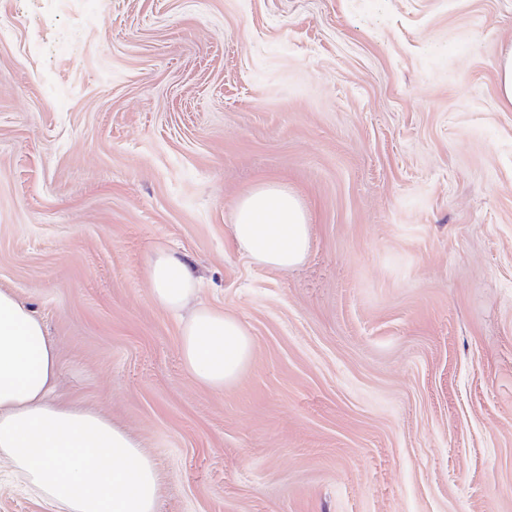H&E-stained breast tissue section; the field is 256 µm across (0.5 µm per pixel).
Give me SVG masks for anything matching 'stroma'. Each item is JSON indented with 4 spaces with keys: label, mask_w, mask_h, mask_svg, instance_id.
Returning <instances> with one entry per match:
<instances>
[{
    "label": "stroma",
    "mask_w": 512,
    "mask_h": 512,
    "mask_svg": "<svg viewBox=\"0 0 512 512\" xmlns=\"http://www.w3.org/2000/svg\"><path fill=\"white\" fill-rule=\"evenodd\" d=\"M0 286L158 512H512V0H0ZM274 180L304 261L230 226ZM254 353L199 386L157 247ZM497 71L500 97L505 104L512 106V48L500 56ZM298 197L276 182H260L243 191L231 224L234 239L258 265L288 269L309 249V224ZM147 282L153 302L174 314L186 308L197 286L188 262L163 247L155 250L148 264Z\"/></svg>",
    "instance_id": "1"
}]
</instances>
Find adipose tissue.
Here are the masks:
<instances>
[{"mask_svg": "<svg viewBox=\"0 0 512 512\" xmlns=\"http://www.w3.org/2000/svg\"><path fill=\"white\" fill-rule=\"evenodd\" d=\"M258 265L286 269L309 249L307 215L298 197L275 182L243 191L231 226ZM153 302L188 310L197 278L182 257L157 248L147 267ZM180 353L202 387L221 390L253 355L251 334L234 314L189 310ZM59 367L44 320L13 291L0 288V472L19 479L56 512H157L153 459L107 417L53 397Z\"/></svg>", "mask_w": 512, "mask_h": 512, "instance_id": "obj_1", "label": "adipose tissue"}]
</instances>
